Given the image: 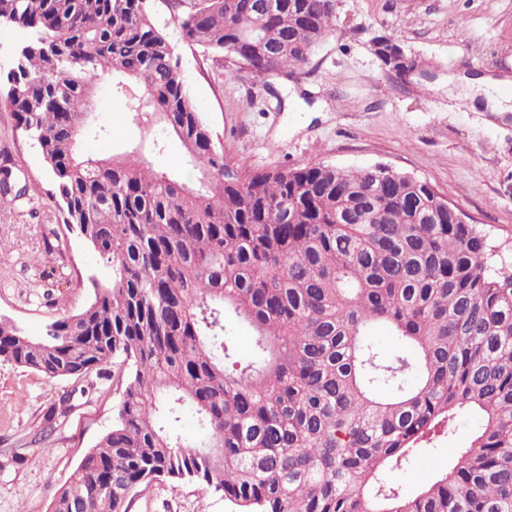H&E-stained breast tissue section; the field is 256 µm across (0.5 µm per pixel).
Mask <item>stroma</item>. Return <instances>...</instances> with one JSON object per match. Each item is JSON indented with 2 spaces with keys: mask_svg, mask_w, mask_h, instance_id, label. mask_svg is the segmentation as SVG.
I'll list each match as a JSON object with an SVG mask.
<instances>
[{
  "mask_svg": "<svg viewBox=\"0 0 512 512\" xmlns=\"http://www.w3.org/2000/svg\"><path fill=\"white\" fill-rule=\"evenodd\" d=\"M331 34L309 65L288 79L263 81L183 39L167 0H151L155 23L179 58L198 112L226 158L250 172L323 163L383 164L428 181L476 224L512 263V112H486L449 90L452 75L512 79V0H335ZM399 45L416 70L401 76L382 64L374 42ZM111 77L97 81L91 131L82 154L132 150L142 129ZM0 107V165L29 193L0 210V317L27 335L76 313L91 280L108 282L112 266L60 221L47 196L49 176L32 142ZM124 388L116 368L50 379L0 359V512H47L77 461L111 429ZM69 402L55 423L43 415ZM477 428L463 417L455 433L396 473L417 490L447 469ZM130 512H231L221 493L197 483L162 482L134 496Z\"/></svg>",
  "mask_w": 512,
  "mask_h": 512,
  "instance_id": "35a3bbf8",
  "label": "stroma"
}]
</instances>
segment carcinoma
I'll use <instances>...</instances> for the list:
<instances>
[{
  "instance_id": "obj_1",
  "label": "carcinoma",
  "mask_w": 512,
  "mask_h": 512,
  "mask_svg": "<svg viewBox=\"0 0 512 512\" xmlns=\"http://www.w3.org/2000/svg\"><path fill=\"white\" fill-rule=\"evenodd\" d=\"M335 18L330 0H190L180 28L265 79L307 66ZM2 24L29 32L5 94L15 129L62 224L113 274L40 338L0 321V359L51 379L126 375L115 423L50 512H127L163 481L204 484L232 512H512V266L492 265L484 228L385 166L338 178L226 161L148 0H0ZM109 74L146 133L180 140L198 186L140 149L80 154ZM27 194L1 165L0 208ZM377 325L396 353L370 341ZM188 414L207 440L174 430ZM471 414L448 469L401 493L390 473Z\"/></svg>"
}]
</instances>
